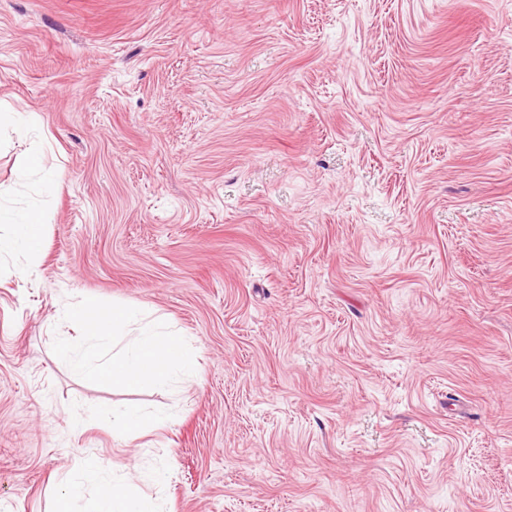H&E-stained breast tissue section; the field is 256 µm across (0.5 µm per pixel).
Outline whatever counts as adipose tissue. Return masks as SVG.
<instances>
[{"label": "adipose tissue", "instance_id": "1", "mask_svg": "<svg viewBox=\"0 0 512 512\" xmlns=\"http://www.w3.org/2000/svg\"><path fill=\"white\" fill-rule=\"evenodd\" d=\"M13 189L0 185V221L10 226L0 235V259L36 255L41 249L43 224L34 210H17L11 205ZM64 318L74 323L79 335L59 347V356L70 369L102 384L132 388L163 386L180 375L192 373L195 360L178 331L156 323H140L135 310L127 307L101 312L92 300L66 308ZM97 360H89L87 351ZM167 422L163 414L137 406H115L104 413V426L115 434L151 431ZM97 491L85 497L86 483ZM54 512H154L151 503L135 493L122 478L111 475L94 461H85L77 476L59 489Z\"/></svg>", "mask_w": 512, "mask_h": 512}]
</instances>
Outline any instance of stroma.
Here are the masks:
<instances>
[{"mask_svg": "<svg viewBox=\"0 0 512 512\" xmlns=\"http://www.w3.org/2000/svg\"><path fill=\"white\" fill-rule=\"evenodd\" d=\"M0 100L59 171L0 261V512L87 458L161 512H512V0H0ZM85 298L196 375L74 374ZM167 417L137 406H115L104 412V426L113 435L132 431H151L164 427Z\"/></svg>", "mask_w": 512, "mask_h": 512, "instance_id": "stroma-1", "label": "stroma"}]
</instances>
